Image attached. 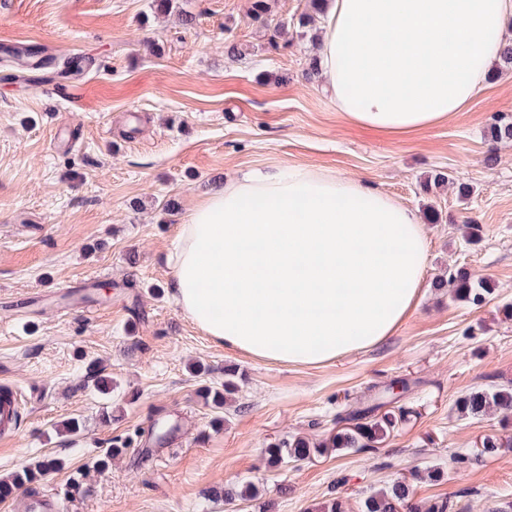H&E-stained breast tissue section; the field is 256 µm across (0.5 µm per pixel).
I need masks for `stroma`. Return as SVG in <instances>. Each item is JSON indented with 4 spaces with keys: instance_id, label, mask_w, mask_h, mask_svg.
<instances>
[{
    "instance_id": "obj_1",
    "label": "stroma",
    "mask_w": 512,
    "mask_h": 512,
    "mask_svg": "<svg viewBox=\"0 0 512 512\" xmlns=\"http://www.w3.org/2000/svg\"><path fill=\"white\" fill-rule=\"evenodd\" d=\"M0 0V387L20 398V422L0 442V477L43 457L62 470L37 486L57 494L61 512H226L210 488L258 486L271 512H319L340 496L349 512L396 478L440 468L442 480L414 481L417 499L450 500L452 512H512V417L460 416L458 396L512 385V144L490 147L494 114L512 113V73L485 81L448 121L395 137L347 120L321 80L303 75L311 28L293 26L307 0H274L289 22V46L269 49L252 25L250 0ZM194 18L183 25L179 12ZM235 43L246 59L229 58ZM16 47L63 63L91 54L73 80L24 71ZM315 166L364 179L414 211L432 204L417 306L379 344L319 366L256 360L216 345L176 305L169 250L190 207L245 172ZM441 170L468 183L423 195ZM175 199L165 213L162 204ZM482 224L479 245L460 227ZM466 267L494 292L478 309L440 301V269ZM109 291L92 313H57L55 299L82 279ZM112 376L110 396L86 367ZM198 363L207 372L189 370ZM237 364L247 380L239 410L217 424L198 397ZM405 380L408 416L370 450L331 451L267 467L268 443L322 439L337 413L373 387ZM77 419L72 437L61 425ZM180 429L154 447L149 427ZM503 441L496 455L484 438ZM127 452L94 466L113 439ZM86 491L70 494L71 478Z\"/></svg>"
}]
</instances>
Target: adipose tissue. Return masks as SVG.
<instances>
[{
  "label": "adipose tissue",
  "mask_w": 512,
  "mask_h": 512,
  "mask_svg": "<svg viewBox=\"0 0 512 512\" xmlns=\"http://www.w3.org/2000/svg\"><path fill=\"white\" fill-rule=\"evenodd\" d=\"M322 76L351 122L394 136L448 121L497 59L512 0H324ZM427 239L366 181L251 171L189 211L169 256L177 305L216 344L317 365L377 345L414 307Z\"/></svg>",
  "instance_id": "1"
}]
</instances>
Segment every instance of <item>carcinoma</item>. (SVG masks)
Masks as SVG:
<instances>
[{
	"label": "carcinoma",
	"mask_w": 512,
	"mask_h": 512,
	"mask_svg": "<svg viewBox=\"0 0 512 512\" xmlns=\"http://www.w3.org/2000/svg\"><path fill=\"white\" fill-rule=\"evenodd\" d=\"M323 0H308L307 9L300 14L297 24L306 28L315 24L321 13L320 3ZM271 7L269 0H252L249 19L251 22L270 28L269 45L277 50L279 40L284 36L285 26L271 25L269 22ZM512 71V39L505 43L500 54L499 62L492 70L497 76L503 72ZM487 139L498 142H512V116L496 115L487 127ZM455 178L443 171H437L428 176L421 184L424 193H429L434 187L454 183ZM431 288L442 292L454 301L479 307L486 302L494 291L491 283L476 281L463 266L448 267L432 282ZM242 376L234 365L224 366V383L219 386H204L198 395L213 409L221 411L234 400L240 391ZM457 411L467 417H480L499 412L505 416L512 414V386L500 385L488 389L471 391L459 396L455 403ZM383 403L374 402L355 408L346 414L338 415L336 422H344L346 426L330 433L320 441H310L304 437H294L287 441L270 443L264 448L266 464L278 468L293 461L300 462L321 453L326 448L356 449L373 448L383 441L402 420L407 411L400 407L398 412L381 411ZM176 430V425L166 420L153 424L151 434L154 442L165 445ZM128 448V442L122 439L112 441V447L99 457L97 466L106 470L111 461L122 455ZM63 462L52 457H44L21 466L8 477L0 479V500L11 495L16 490L26 488L36 492L34 484L46 474L62 468ZM213 495L224 499V504L234 508L240 502L256 501L260 497L259 489L252 483L242 484L234 488H218ZM451 505L447 501L426 504L414 499L413 484L406 480H395L384 488L366 496L361 504L360 512H449Z\"/></svg>",
	"instance_id": "obj_1"
}]
</instances>
